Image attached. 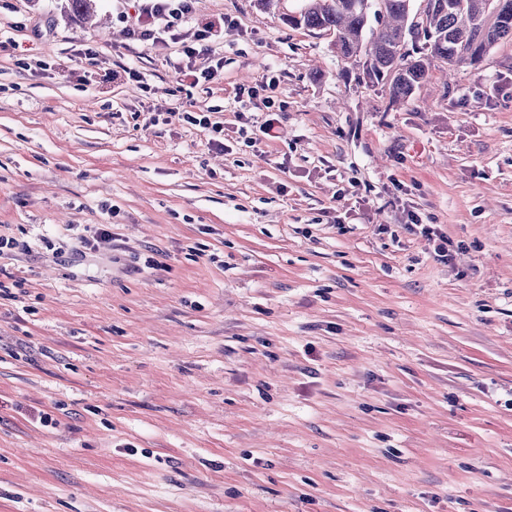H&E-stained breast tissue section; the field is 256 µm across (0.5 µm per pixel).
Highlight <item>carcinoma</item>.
Listing matches in <instances>:
<instances>
[{"label": "carcinoma", "instance_id": "1", "mask_svg": "<svg viewBox=\"0 0 512 512\" xmlns=\"http://www.w3.org/2000/svg\"><path fill=\"white\" fill-rule=\"evenodd\" d=\"M283 14L291 27L329 38L336 56L362 61L371 84L388 86L394 104L408 101L441 62L453 75L512 39V0H300Z\"/></svg>", "mask_w": 512, "mask_h": 512}]
</instances>
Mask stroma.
Instances as JSON below:
<instances>
[{
    "mask_svg": "<svg viewBox=\"0 0 512 512\" xmlns=\"http://www.w3.org/2000/svg\"><path fill=\"white\" fill-rule=\"evenodd\" d=\"M95 4L0 0V512H512V40L393 106L255 0L207 89ZM184 108L186 118L191 123L210 133L223 134L224 123L220 121H212V114L218 113V109L212 107L207 108L206 110L201 109L192 100L186 101ZM408 221L410 224H405V226L409 231H418L429 243L433 244L435 256L449 261L451 257L450 249L448 248L450 242L446 236L439 232L436 227H433L434 225L432 224H421L422 220L413 211L408 213Z\"/></svg>",
    "mask_w": 512,
    "mask_h": 512,
    "instance_id": "35a3bbf8",
    "label": "stroma"
}]
</instances>
